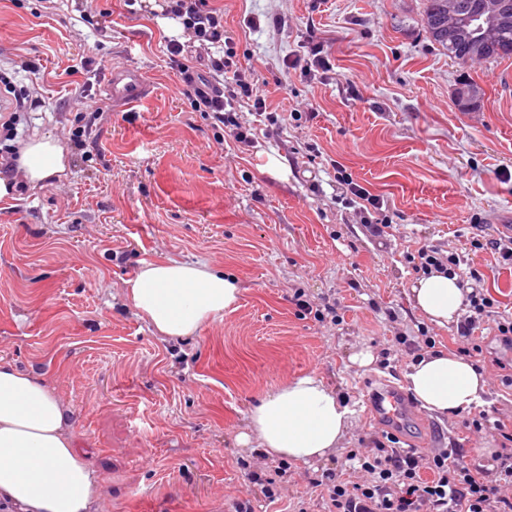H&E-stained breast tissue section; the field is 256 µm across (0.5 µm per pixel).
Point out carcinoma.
<instances>
[{"instance_id":"carcinoma-1","label":"carcinoma","mask_w":512,"mask_h":512,"mask_svg":"<svg viewBox=\"0 0 512 512\" xmlns=\"http://www.w3.org/2000/svg\"><path fill=\"white\" fill-rule=\"evenodd\" d=\"M481 0H454L457 7L448 9L449 0H422L421 26L430 40L448 52V58L459 63L471 62H499L512 58V24L498 33L496 45L487 48L481 53L471 56L464 54L468 45L480 41L482 31L480 29V17L482 9ZM443 20L445 25H450L459 30L461 37L457 46L448 43V38L437 31L434 22ZM483 90L473 82L461 84L457 91V103L468 110L482 97Z\"/></svg>"}]
</instances>
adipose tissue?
Wrapping results in <instances>:
<instances>
[{
  "mask_svg": "<svg viewBox=\"0 0 512 512\" xmlns=\"http://www.w3.org/2000/svg\"><path fill=\"white\" fill-rule=\"evenodd\" d=\"M66 151L47 134L26 142L14 173L0 177V198L18 182L35 188L65 172ZM133 307L164 337L196 335L237 304L233 276L203 262L178 259L144 265L127 283ZM414 308L430 322L459 321L465 301L457 278L419 277L411 288ZM405 383L426 410L447 415L483 403L487 381L471 360L442 350L420 355ZM350 408L314 374L270 391L249 414V436L263 453L307 464L339 447L349 429ZM94 472L72 447L66 410L43 380L0 362V500L17 512H91L98 496Z\"/></svg>",
  "mask_w": 512,
  "mask_h": 512,
  "instance_id": "1",
  "label": "adipose tissue"
}]
</instances>
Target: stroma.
<instances>
[{
  "instance_id": "stroma-1",
  "label": "stroma",
  "mask_w": 512,
  "mask_h": 512,
  "mask_svg": "<svg viewBox=\"0 0 512 512\" xmlns=\"http://www.w3.org/2000/svg\"><path fill=\"white\" fill-rule=\"evenodd\" d=\"M224 15L225 53L263 90L233 111L249 144L195 111L171 63L151 0H0V71L35 91L19 140L52 134L68 150L62 177L0 199V361L40 377L68 412L77 453L100 495L91 512H325L315 482L386 431L367 393L403 374L427 327L457 352L456 324L428 325L412 306L410 254L459 250L478 285L512 314V261L485 242L512 234V59L453 63L427 38L421 0H208ZM38 70L16 69L21 59ZM135 68L145 100L108 112L100 85ZM484 91L456 101L460 84ZM84 127L82 146L71 133ZM279 155L286 177L263 168ZM378 196L364 208L338 171ZM388 219L382 236L371 225ZM202 261L234 276L237 306L192 337H159L125 296L149 262ZM334 306L339 323L301 314ZM486 322L479 367L486 399L512 417V384ZM406 344H396V337ZM372 353L367 366L353 363ZM387 356L381 368L378 356ZM317 374L353 411L340 447L272 471L243 436L251 408L283 381ZM398 447L462 448L495 471L499 441L459 416L407 418ZM273 477V476H272Z\"/></svg>"
}]
</instances>
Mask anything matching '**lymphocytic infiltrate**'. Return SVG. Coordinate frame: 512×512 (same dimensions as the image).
I'll return each instance as SVG.
<instances>
[{"label":"lymphocytic infiltrate","instance_id":"lymphocytic-infiltrate-1","mask_svg":"<svg viewBox=\"0 0 512 512\" xmlns=\"http://www.w3.org/2000/svg\"><path fill=\"white\" fill-rule=\"evenodd\" d=\"M165 14L179 18L186 36L201 49L223 42L224 20L207 0H158ZM213 75L190 77L193 106L212 115L238 142L248 130L226 107L236 98H250L257 112L266 99L259 89L229 72L226 61H212ZM355 481L323 474L321 489L326 512H512V452L502 455L495 475L464 459L460 449L443 448L425 455L376 446L348 454Z\"/></svg>","mask_w":512,"mask_h":512}]
</instances>
